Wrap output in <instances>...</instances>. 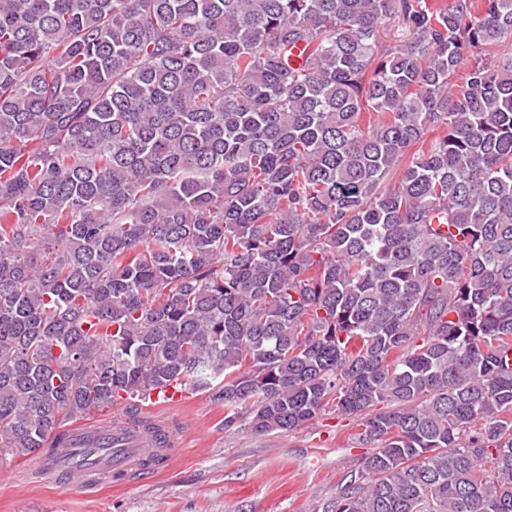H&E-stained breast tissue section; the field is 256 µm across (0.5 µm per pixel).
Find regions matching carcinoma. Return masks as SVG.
<instances>
[{"label":"carcinoma","mask_w":512,"mask_h":512,"mask_svg":"<svg viewBox=\"0 0 512 512\" xmlns=\"http://www.w3.org/2000/svg\"><path fill=\"white\" fill-rule=\"evenodd\" d=\"M481 4L0 0V455L149 430L175 383L253 434L357 417L326 512H512V0ZM110 416L111 415L104 416V417L103 416H93L90 420L86 419L88 421H92L96 426H86L84 423H79V424L69 427V428L60 429L59 432H63L65 434H67L70 438H73L74 439L73 443H75V440L86 439V437H89V436H95V437L106 436L107 434L112 433L110 431L111 428L108 427L107 425H100V424L105 423V421H107ZM102 419H107V420H102Z\"/></svg>","instance_id":"obj_1"}]
</instances>
